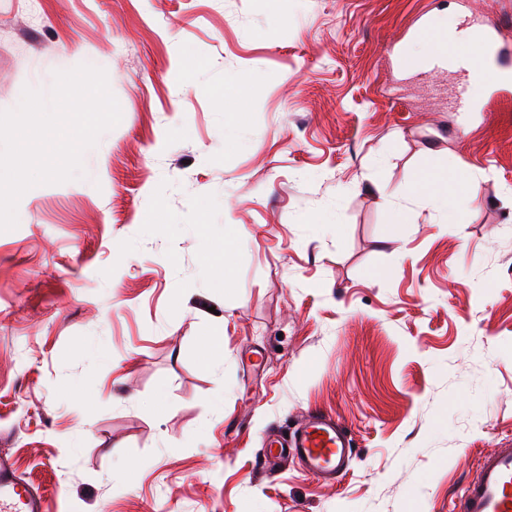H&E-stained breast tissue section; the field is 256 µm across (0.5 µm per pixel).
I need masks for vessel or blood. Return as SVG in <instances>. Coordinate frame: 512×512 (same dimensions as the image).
Instances as JSON below:
<instances>
[{"label":"vessel or blood","instance_id":"obj_1","mask_svg":"<svg viewBox=\"0 0 512 512\" xmlns=\"http://www.w3.org/2000/svg\"><path fill=\"white\" fill-rule=\"evenodd\" d=\"M499 23L496 15H489L470 57H461L450 43L438 47V56L448 66L470 67L490 90L511 89L512 70L488 60L491 39ZM272 446L290 453L310 473L323 479L343 473L352 455L345 431L332 418L318 414L309 416L285 440L273 441ZM0 512H51L46 496L24 482L6 456L0 457ZM457 512H512V448H498L482 457L474 477L463 490Z\"/></svg>","mask_w":512,"mask_h":512}]
</instances>
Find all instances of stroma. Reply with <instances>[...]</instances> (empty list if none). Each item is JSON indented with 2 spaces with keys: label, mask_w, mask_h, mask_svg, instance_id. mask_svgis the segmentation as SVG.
<instances>
[{
  "label": "stroma",
  "mask_w": 512,
  "mask_h": 512,
  "mask_svg": "<svg viewBox=\"0 0 512 512\" xmlns=\"http://www.w3.org/2000/svg\"><path fill=\"white\" fill-rule=\"evenodd\" d=\"M40 2L0 110L91 61L122 119L0 232V454L54 512H451L512 447V93L398 51L487 0ZM312 409L334 484L264 446Z\"/></svg>",
  "instance_id": "obj_1"
}]
</instances>
